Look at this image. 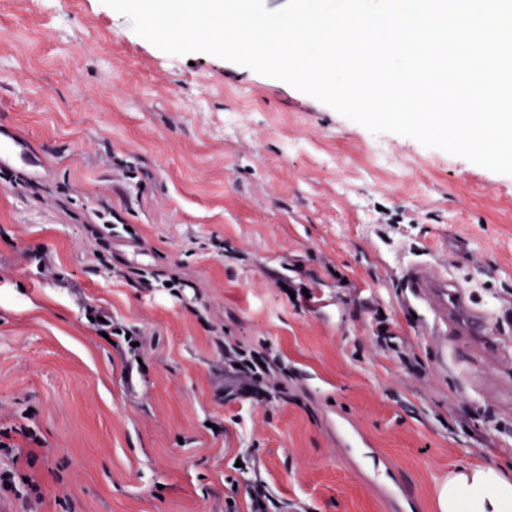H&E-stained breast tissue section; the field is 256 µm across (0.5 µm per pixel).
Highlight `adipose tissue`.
Segmentation results:
<instances>
[{"instance_id":"obj_1","label":"adipose tissue","mask_w":512,"mask_h":512,"mask_svg":"<svg viewBox=\"0 0 512 512\" xmlns=\"http://www.w3.org/2000/svg\"><path fill=\"white\" fill-rule=\"evenodd\" d=\"M440 512H512V474L494 466L461 467L438 490Z\"/></svg>"}]
</instances>
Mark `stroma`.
Wrapping results in <instances>:
<instances>
[{
    "label": "stroma",
    "instance_id": "1",
    "mask_svg": "<svg viewBox=\"0 0 512 512\" xmlns=\"http://www.w3.org/2000/svg\"><path fill=\"white\" fill-rule=\"evenodd\" d=\"M0 143V467L40 486L0 512H250L257 479L303 512H393L341 421L408 512L459 467L512 470V175L167 54L101 0H0ZM416 260L470 287L499 360L421 327ZM221 339L278 357L286 396L225 400ZM87 315L89 317L90 322L96 327V330L99 333L108 334V332H110L109 334L113 336H124V340L126 342L128 350L127 352L130 356V359L137 360L136 351L138 349V346L131 345V342L135 343L137 342V339L133 337L134 335L132 332H130L129 330H124L123 328L115 325L112 322V315L105 310L90 307L87 311ZM98 317H101L104 320H106V323H103L100 320H98ZM127 333H130V337H127Z\"/></svg>",
    "mask_w": 512,
    "mask_h": 512
}]
</instances>
